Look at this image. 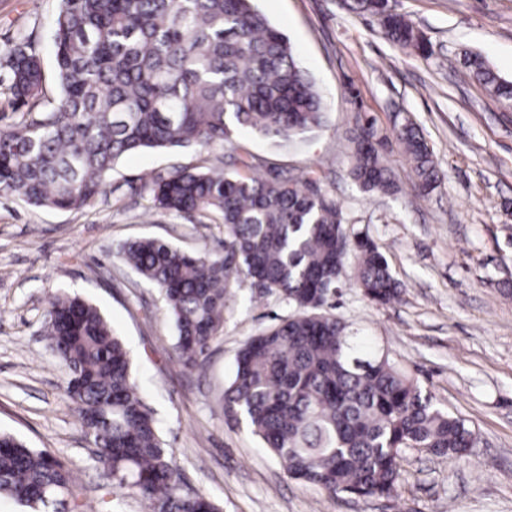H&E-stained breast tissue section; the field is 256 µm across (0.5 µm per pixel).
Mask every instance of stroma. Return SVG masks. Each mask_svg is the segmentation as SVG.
<instances>
[{"mask_svg": "<svg viewBox=\"0 0 512 512\" xmlns=\"http://www.w3.org/2000/svg\"><path fill=\"white\" fill-rule=\"evenodd\" d=\"M290 41L316 84L326 125L290 141L237 137L274 171L320 169L350 235L369 236L404 288L371 303L344 266L335 313L371 337L436 402L474 428L469 458L451 462L409 449L393 496H330L292 480L244 422L224 414V389L241 342L287 315V306L235 289L203 372L175 358L176 332L162 298L115 256L123 241L155 237L188 252H224V227L199 214L146 216L151 179L178 166L209 167L222 148L149 150L121 158L106 196L79 210L37 208L0 195V432L45 449L77 475L75 512H143L112 489L66 393V369L41 338L50 296L65 290L96 305L133 359L143 402L156 420L184 489L222 512H512V104L457 73L462 52L480 53L512 81V0H390L432 45L424 58L393 46L378 17L344 0H254ZM60 0H0V58L34 40L43 95L60 92L53 24ZM392 134L413 122L427 140L441 185L414 188V170L389 145L397 189L369 193L349 176L357 113Z\"/></svg>", "mask_w": 512, "mask_h": 512, "instance_id": "stroma-1", "label": "stroma"}]
</instances>
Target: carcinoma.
<instances>
[{"mask_svg": "<svg viewBox=\"0 0 512 512\" xmlns=\"http://www.w3.org/2000/svg\"><path fill=\"white\" fill-rule=\"evenodd\" d=\"M381 2L352 0V9L381 16L392 44L431 55L414 23L384 16ZM54 44L61 91L48 104L32 42L5 58V94L26 112L0 129V194L35 207L89 205L107 193L114 165L129 154L222 147L239 129L291 139L325 123L313 80L253 0H61ZM460 65L512 102V82L482 55L466 52ZM395 129L415 189L432 192L440 175L424 136L410 121ZM350 142V177L367 192H393L387 136L358 115ZM236 161L233 171L173 168L154 181L149 205L224 225V256L158 238L126 241L117 252L163 296L178 362L204 366L231 290L247 281L278 296L289 314L241 344L224 414L244 418L289 477L331 496L371 499L396 491L408 448L465 460L475 442L465 420L440 408L387 351L334 313L349 259L369 300L400 296L402 284L378 246L363 236L337 251L349 238L345 217L317 181L273 175L247 151ZM43 336L68 369L67 395L93 440L95 464L114 488L138 496L145 512H220L212 499L181 489L130 354L97 307L57 293L45 310ZM74 481L57 457L0 432V497L25 512H64Z\"/></svg>", "mask_w": 512, "mask_h": 512, "instance_id": "obj_1", "label": "carcinoma"}]
</instances>
